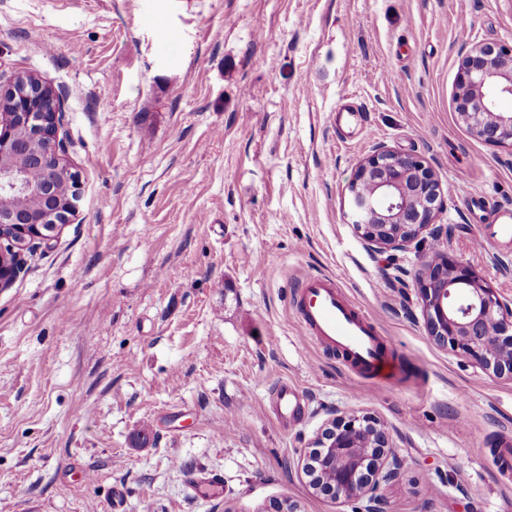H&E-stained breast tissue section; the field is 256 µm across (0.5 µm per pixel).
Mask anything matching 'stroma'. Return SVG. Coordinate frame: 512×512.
Segmentation results:
<instances>
[{
  "label": "stroma",
  "mask_w": 512,
  "mask_h": 512,
  "mask_svg": "<svg viewBox=\"0 0 512 512\" xmlns=\"http://www.w3.org/2000/svg\"><path fill=\"white\" fill-rule=\"evenodd\" d=\"M480 43L512 44V0H0V65L66 91L80 176L73 223L0 288V512H113L117 488L122 512H353L303 473L339 409L390 432L384 512H512V380L433 341L415 278L439 252L512 301L489 235L512 150L455 114ZM346 92L361 120H337ZM379 143L432 167L439 245L377 253L346 224ZM308 274L370 318L390 381L306 336Z\"/></svg>",
  "instance_id": "stroma-1"
}]
</instances>
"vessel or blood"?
<instances>
[{
  "instance_id": "obj_1",
  "label": "vessel or blood",
  "mask_w": 512,
  "mask_h": 512,
  "mask_svg": "<svg viewBox=\"0 0 512 512\" xmlns=\"http://www.w3.org/2000/svg\"><path fill=\"white\" fill-rule=\"evenodd\" d=\"M301 288L298 309L306 333L341 350L375 382L384 381V342L367 318L337 294L335 280L309 274L303 278Z\"/></svg>"
}]
</instances>
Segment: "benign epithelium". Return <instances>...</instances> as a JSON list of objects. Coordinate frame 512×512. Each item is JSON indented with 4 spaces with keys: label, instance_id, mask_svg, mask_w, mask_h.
<instances>
[{
    "label": "benign epithelium",
    "instance_id": "benign-epithelium-1",
    "mask_svg": "<svg viewBox=\"0 0 512 512\" xmlns=\"http://www.w3.org/2000/svg\"><path fill=\"white\" fill-rule=\"evenodd\" d=\"M512 96V45L481 44L463 55L455 93L459 122L495 146L512 149V111L494 94ZM64 97L38 76L0 68V193L27 196L29 210L0 212V288L16 277L21 255L52 245L76 212L79 175L71 171V142L63 133ZM23 156L19 169L13 159ZM71 193L57 195L58 177ZM347 223L374 252L405 251L443 228L434 225L440 185L421 158L383 144L359 165L348 187ZM427 331L441 347L497 377L512 379V306L465 264L427 261L416 275ZM402 465L386 429L373 418L338 410L309 451L303 471L316 494L366 501L383 512L381 484Z\"/></svg>",
    "mask_w": 512,
    "mask_h": 512
}]
</instances>
